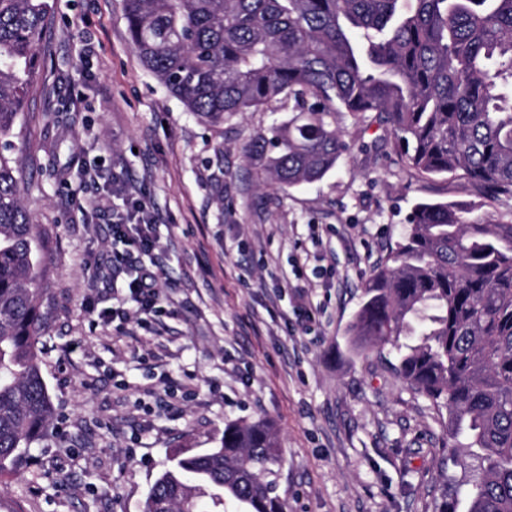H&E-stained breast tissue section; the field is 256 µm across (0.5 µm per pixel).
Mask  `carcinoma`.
Masks as SVG:
<instances>
[{
    "label": "carcinoma",
    "instance_id": "obj_1",
    "mask_svg": "<svg viewBox=\"0 0 512 512\" xmlns=\"http://www.w3.org/2000/svg\"><path fill=\"white\" fill-rule=\"evenodd\" d=\"M140 61L209 124L294 101L245 150L260 183L322 179L348 146L336 113L377 112L399 164L454 175L512 201V0H125ZM51 0H0V471L53 429L39 341V226L20 198L10 137L36 77ZM419 202L402 242L364 284L354 350L387 346L414 392L443 408L448 460L432 512H512V208L474 216ZM280 455L262 422L176 459L143 512H288Z\"/></svg>",
    "mask_w": 512,
    "mask_h": 512
}]
</instances>
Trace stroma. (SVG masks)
<instances>
[{
  "label": "stroma",
  "mask_w": 512,
  "mask_h": 512,
  "mask_svg": "<svg viewBox=\"0 0 512 512\" xmlns=\"http://www.w3.org/2000/svg\"><path fill=\"white\" fill-rule=\"evenodd\" d=\"M291 115L280 102L203 123L140 63L125 0H55L14 143L47 240L42 372L57 432L0 471V512H142L173 458L258 421L288 512H431L438 411L398 376L394 350L350 351L347 327L416 202L491 201L401 168L375 112L337 114L351 150L323 179L261 186L244 149ZM87 166L96 184L81 181ZM140 200L156 247L139 259L162 269L163 310L148 316L112 268L126 249L112 218ZM118 306L126 320L103 322Z\"/></svg>",
  "instance_id": "obj_1"
}]
</instances>
